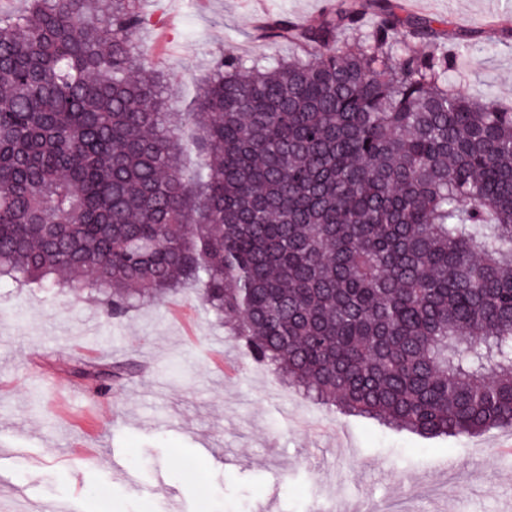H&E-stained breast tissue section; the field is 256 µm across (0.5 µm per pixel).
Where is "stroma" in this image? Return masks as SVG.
Returning a JSON list of instances; mask_svg holds the SVG:
<instances>
[{"label":"stroma","mask_w":512,"mask_h":512,"mask_svg":"<svg viewBox=\"0 0 512 512\" xmlns=\"http://www.w3.org/2000/svg\"><path fill=\"white\" fill-rule=\"evenodd\" d=\"M442 29L476 30L456 88L512 107V0H418ZM366 0H147L139 35L175 81L188 111L213 56L234 47L273 64L285 41L253 25L286 17L320 22L328 8ZM191 285L106 318L92 294L0 285V506L39 512L48 501L77 512H308L343 500L359 512H502L512 501V427L423 440L348 417L245 364ZM134 363L102 388L75 368ZM237 453L236 465L223 463ZM454 461L443 471L442 461Z\"/></svg>","instance_id":"obj_1"}]
</instances>
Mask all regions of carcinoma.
Instances as JSON below:
<instances>
[{"mask_svg":"<svg viewBox=\"0 0 512 512\" xmlns=\"http://www.w3.org/2000/svg\"><path fill=\"white\" fill-rule=\"evenodd\" d=\"M374 9L280 23L272 67L226 48L191 112L143 0L0 9V282L108 318L194 283L245 360L347 414L512 427V111L449 86L433 21Z\"/></svg>","mask_w":512,"mask_h":512,"instance_id":"carcinoma-1","label":"carcinoma"}]
</instances>
